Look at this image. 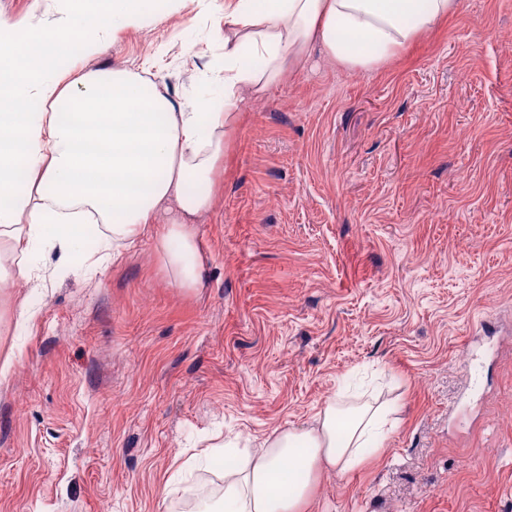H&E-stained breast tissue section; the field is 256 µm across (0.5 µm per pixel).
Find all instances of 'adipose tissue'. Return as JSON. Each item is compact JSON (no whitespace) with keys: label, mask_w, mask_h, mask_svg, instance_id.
<instances>
[{"label":"adipose tissue","mask_w":512,"mask_h":512,"mask_svg":"<svg viewBox=\"0 0 512 512\" xmlns=\"http://www.w3.org/2000/svg\"><path fill=\"white\" fill-rule=\"evenodd\" d=\"M144 0H74L57 26L0 14V288L40 283L45 249L83 262L85 225L119 251L165 204L177 215L159 238L184 288L200 283L194 219L215 197L226 107L302 65L312 46L344 68L395 58L456 7L455 0H224V96L174 103L137 72H83L107 37L135 26ZM18 56L22 67L5 65ZM389 406L333 398L315 426L275 432L225 468L221 492L197 512H301L321 470L348 471L384 440Z\"/></svg>","instance_id":"adipose-tissue-1"}]
</instances>
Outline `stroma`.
<instances>
[{
    "label": "stroma",
    "instance_id": "35a3bbf8",
    "mask_svg": "<svg viewBox=\"0 0 512 512\" xmlns=\"http://www.w3.org/2000/svg\"><path fill=\"white\" fill-rule=\"evenodd\" d=\"M70 8L0 0L43 28ZM223 35L224 0H146L75 66H146L190 101L222 93ZM225 129L199 287L157 247L169 204L93 276L48 252L43 288L0 293V512H185L223 475L214 443L311 427L342 388L396 424L302 512H512V0H459L373 70L313 48Z\"/></svg>",
    "mask_w": 512,
    "mask_h": 512
}]
</instances>
